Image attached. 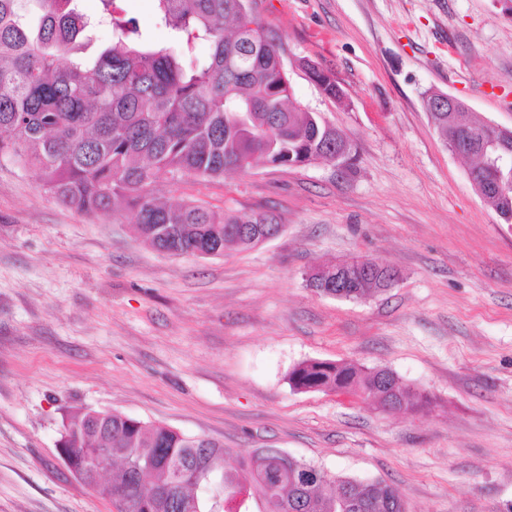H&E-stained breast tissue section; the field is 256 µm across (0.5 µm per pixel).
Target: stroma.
I'll use <instances>...</instances> for the list:
<instances>
[{"label":"stroma","instance_id":"35a3bbf8","mask_svg":"<svg viewBox=\"0 0 512 512\" xmlns=\"http://www.w3.org/2000/svg\"><path fill=\"white\" fill-rule=\"evenodd\" d=\"M294 99L345 132L346 165L245 170L156 191L281 233L219 256H170L133 212L58 202L0 159V512H112L62 462L63 416L114 411L223 443L224 465L277 448L338 477L386 481L410 512H512V223L424 107L461 98L512 127V15L498 0H253ZM333 72L346 102L302 71ZM359 255L399 281L360 300L307 273ZM386 367L432 399L388 412L299 392L294 365Z\"/></svg>","mask_w":512,"mask_h":512}]
</instances>
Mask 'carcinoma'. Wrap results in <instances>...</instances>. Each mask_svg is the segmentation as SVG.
<instances>
[{
    "mask_svg": "<svg viewBox=\"0 0 512 512\" xmlns=\"http://www.w3.org/2000/svg\"><path fill=\"white\" fill-rule=\"evenodd\" d=\"M169 30L150 42L120 0H101L100 23L112 42L84 55L90 22L78 0H0V157L39 170L43 186L77 211L135 212L141 237L174 256H218L259 244L279 225L270 214L242 218L196 202L172 203L153 185L193 176L207 181L262 159L280 166L329 160L321 117L295 104L276 49L279 37L249 14L246 0H155ZM205 43L206 59L193 57ZM316 84L338 98L334 74L309 65ZM249 112V126L229 113ZM451 146L476 143L486 124L466 110L444 119L428 109ZM512 172L472 170V183L501 217L512 218ZM367 257L331 266L307 285L320 294L358 299L381 289L382 275L364 271ZM337 280L344 288H330ZM301 392L355 391L381 406L392 400L415 411L431 397L387 368L306 360L289 373ZM60 440L77 459L112 449L121 461L92 489L105 499L121 492L129 512H356L375 481L356 484L288 459L276 448L257 450L239 468L224 467V444L197 440L120 413L69 416Z\"/></svg>",
    "mask_w": 512,
    "mask_h": 512,
    "instance_id": "cac0c4a2",
    "label": "carcinoma"
}]
</instances>
